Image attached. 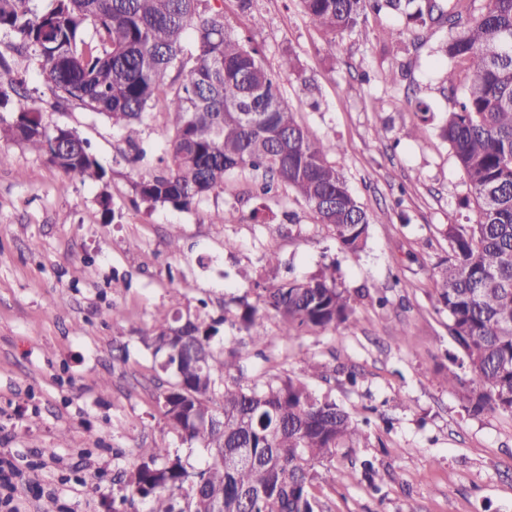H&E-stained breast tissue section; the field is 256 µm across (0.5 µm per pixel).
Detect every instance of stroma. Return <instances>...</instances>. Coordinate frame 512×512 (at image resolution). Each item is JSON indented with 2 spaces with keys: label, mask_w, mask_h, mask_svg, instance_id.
<instances>
[{
  "label": "stroma",
  "mask_w": 512,
  "mask_h": 512,
  "mask_svg": "<svg viewBox=\"0 0 512 512\" xmlns=\"http://www.w3.org/2000/svg\"><path fill=\"white\" fill-rule=\"evenodd\" d=\"M217 4L266 66L295 57L284 101L311 132L342 144L333 160L351 191L388 219L350 256L293 192L257 195L249 171L227 174L223 192L191 209L149 206L121 132L80 109L58 110L31 60L0 45L27 106L47 129H75L106 169L103 182L81 184L0 139V460L22 471L41 464L16 494L18 512H112L122 492L115 470L141 448L201 462L164 419L157 399L167 378L138 338L161 310L193 311L204 300L219 316L235 298L255 300L269 253L299 279L337 262V284L355 298L354 320L288 342L267 316L264 358L243 353V383L291 376L367 423L357 447L316 466L319 512H512V415L472 412L464 392L441 381L457 347L447 313L435 310L432 272L448 255L449 227L476 220L474 194L439 135L452 102L447 64L432 49L446 30L391 42L383 33L399 21L382 13L331 37L297 0H253L246 13L238 0ZM397 67L405 78L386 82ZM419 100L431 106L424 123ZM229 208L239 221L214 220Z\"/></svg>",
  "instance_id": "35a3bbf8"
}]
</instances>
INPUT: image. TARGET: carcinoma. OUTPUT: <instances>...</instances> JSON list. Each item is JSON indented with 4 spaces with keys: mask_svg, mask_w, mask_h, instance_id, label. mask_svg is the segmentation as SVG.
<instances>
[{
    "mask_svg": "<svg viewBox=\"0 0 512 512\" xmlns=\"http://www.w3.org/2000/svg\"><path fill=\"white\" fill-rule=\"evenodd\" d=\"M209 0H0V33L8 47L30 54L60 110L77 106L121 129L131 161L145 153L139 126L146 110L164 103L167 125L160 167L136 184L140 199L188 209L224 191L233 171L262 175L261 191H294L340 250L359 256L370 214L352 194L329 156L341 145L301 125L281 97L282 77L295 70L291 55L269 69L250 40L233 33ZM311 23L333 35L355 30L366 12H393L408 32L448 28L432 52L445 59L444 82L458 99L439 127L476 198L473 224L448 229V258L435 279L437 311L461 353L463 377L443 383L471 394L473 409L512 414V0H488L476 17L465 0H298ZM195 43L185 70L186 37ZM26 97L22 84L0 77V112ZM0 133L26 144L68 178L94 182L106 175L75 130L49 131L40 113L22 105ZM273 313L288 340L304 329H335L354 313L336 284V265L307 279H283L252 304L237 299L238 331L260 347L262 316ZM226 321L161 312L139 341L171 376L158 397L163 416L181 439L201 448L195 467L160 446L137 449L117 473L129 493L112 512H316L310 493L315 465L363 437L359 423L336 402L321 400L294 378L244 386L231 375L238 350L217 354L212 338Z\"/></svg>",
    "mask_w": 512,
    "mask_h": 512,
    "instance_id": "cac0c4a2",
    "label": "carcinoma"
}]
</instances>
